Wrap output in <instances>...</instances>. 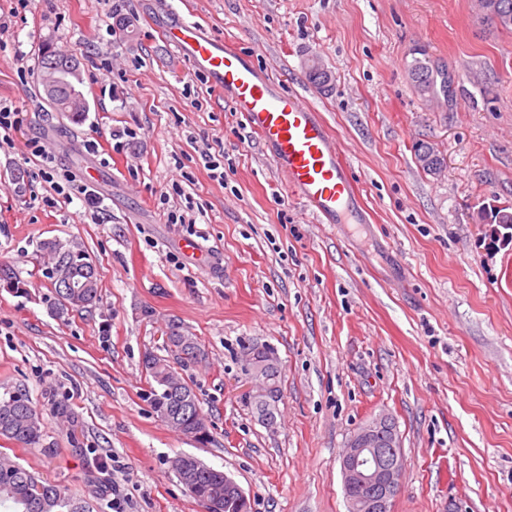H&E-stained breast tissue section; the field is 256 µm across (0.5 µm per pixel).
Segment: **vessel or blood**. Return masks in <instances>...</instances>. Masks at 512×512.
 <instances>
[{
    "label": "vessel or blood",
    "mask_w": 512,
    "mask_h": 512,
    "mask_svg": "<svg viewBox=\"0 0 512 512\" xmlns=\"http://www.w3.org/2000/svg\"><path fill=\"white\" fill-rule=\"evenodd\" d=\"M165 38L226 95L233 110L259 135L289 188L321 223H364L348 161L321 112L280 89L267 70L232 45L218 46L200 22L178 20L167 27Z\"/></svg>",
    "instance_id": "b4317fda"
}]
</instances>
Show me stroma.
Listing matches in <instances>:
<instances>
[{"mask_svg": "<svg viewBox=\"0 0 512 512\" xmlns=\"http://www.w3.org/2000/svg\"><path fill=\"white\" fill-rule=\"evenodd\" d=\"M172 5L322 112L367 223L305 209L163 38ZM47 48L80 61L81 122L44 98ZM312 56L329 89L308 80ZM417 56L449 72L448 96L416 92ZM0 101L24 119L0 149V266L25 288L0 285V394L25 390L45 431L35 447L0 436V458L90 512L116 495L126 512H206L170 467L182 452L233 478L253 512H348L342 453L385 416L402 453L393 512H512V246L483 243L487 205L512 213V30L477 0H30L0 32ZM419 140L441 174L418 164ZM33 141L91 183L102 221L77 200L44 205ZM216 144L211 171L201 151ZM54 237L94 262V306L57 312L39 250ZM173 325L202 350L174 369L208 421L203 445L146 397L143 358L165 356ZM251 343L279 357L270 424L244 404Z\"/></svg>", "mask_w": 512, "mask_h": 512, "instance_id": "stroma-1", "label": "stroma"}]
</instances>
